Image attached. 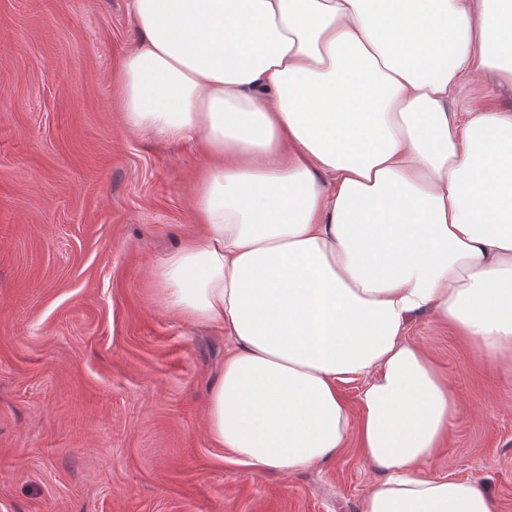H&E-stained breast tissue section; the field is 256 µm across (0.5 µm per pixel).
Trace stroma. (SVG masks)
<instances>
[{
    "mask_svg": "<svg viewBox=\"0 0 512 512\" xmlns=\"http://www.w3.org/2000/svg\"><path fill=\"white\" fill-rule=\"evenodd\" d=\"M129 0H0V512H363L356 443L288 475L205 430L227 341L166 300L156 269L200 234L196 146L133 129L117 68ZM512 112L487 74L458 96ZM457 398L424 474L512 512V364L424 313L410 324Z\"/></svg>",
    "mask_w": 512,
    "mask_h": 512,
    "instance_id": "stroma-1",
    "label": "stroma"
}]
</instances>
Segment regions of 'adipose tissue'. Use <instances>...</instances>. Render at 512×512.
<instances>
[{"mask_svg":"<svg viewBox=\"0 0 512 512\" xmlns=\"http://www.w3.org/2000/svg\"><path fill=\"white\" fill-rule=\"evenodd\" d=\"M131 127L194 142L201 235L158 268L230 344L210 438L259 470L357 437L363 512H495L421 471L456 398L407 336L430 312L512 361V114L449 105L512 83V0H130ZM362 378L358 411L338 385Z\"/></svg>","mask_w":512,"mask_h":512,"instance_id":"obj_1","label":"adipose tissue"}]
</instances>
